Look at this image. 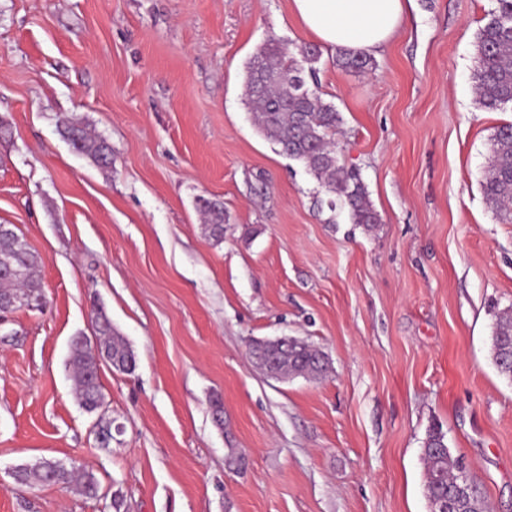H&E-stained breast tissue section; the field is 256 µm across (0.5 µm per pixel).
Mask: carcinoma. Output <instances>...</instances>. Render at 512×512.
I'll list each match as a JSON object with an SVG mask.
<instances>
[{
    "mask_svg": "<svg viewBox=\"0 0 512 512\" xmlns=\"http://www.w3.org/2000/svg\"><path fill=\"white\" fill-rule=\"evenodd\" d=\"M489 21L479 30L475 71V91L480 105L499 110L512 105V0H494ZM345 69L367 70L372 61L362 55L340 52L338 59ZM298 58L286 52L279 40L272 38L246 67L245 88L248 104L264 136L278 144L290 158L302 162L327 192L336 196L348 209L355 224L371 228L379 223L366 186L360 174L339 163L334 135L342 122L335 106L322 100L318 92L299 94L294 85L282 79L296 70ZM58 132L77 153L86 156L101 168L112 167L109 143L90 132L73 117L59 120ZM484 196L501 224H512V123L497 128L491 144L490 162L482 183ZM204 231L219 242L224 238V207L205 200L201 206ZM0 293L14 298L12 311L43 306L41 258L16 229L0 238ZM100 348L105 350L114 368L130 373L135 369V356L123 337L112 329V322L97 315ZM492 361L498 372L512 381V312L498 314L491 336ZM283 376H304L321 379L328 371V362L319 351L300 341L290 348L279 346L265 350ZM70 364L75 394L87 412H96L104 405L99 381V361L91 342L83 336L72 340ZM425 464V493L432 512H441L439 501L460 484L458 459L451 456L442 431H428L422 448ZM72 488L85 496L98 492L94 473L76 472L52 460H42L23 472L22 485L34 488L43 485ZM489 505L469 488L457 503L454 512H487Z\"/></svg>",
    "mask_w": 512,
    "mask_h": 512,
    "instance_id": "cac0c4a2",
    "label": "carcinoma"
}]
</instances>
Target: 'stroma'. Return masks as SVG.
<instances>
[{
  "label": "stroma",
  "mask_w": 512,
  "mask_h": 512,
  "mask_svg": "<svg viewBox=\"0 0 512 512\" xmlns=\"http://www.w3.org/2000/svg\"><path fill=\"white\" fill-rule=\"evenodd\" d=\"M494 6L404 0L366 71L323 47L317 90L380 216L368 232L249 112L258 49L315 42L290 0H0V223L39 254L45 296L0 325V512H431L435 425L512 512V381L490 350L512 224L482 191L512 109L482 108L473 81ZM63 116L110 143L111 168L59 135ZM99 311L136 357L101 364V416L68 368ZM280 336L329 373L266 377L249 346ZM44 459L92 471L98 495L15 483ZM204 217V231L217 242L224 238V207L217 203L205 200L201 206Z\"/></svg>",
  "instance_id": "stroma-1"
}]
</instances>
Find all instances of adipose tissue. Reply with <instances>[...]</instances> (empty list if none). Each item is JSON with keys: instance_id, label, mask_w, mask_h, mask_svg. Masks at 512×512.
<instances>
[{"instance_id": "1", "label": "adipose tissue", "mask_w": 512, "mask_h": 512, "mask_svg": "<svg viewBox=\"0 0 512 512\" xmlns=\"http://www.w3.org/2000/svg\"><path fill=\"white\" fill-rule=\"evenodd\" d=\"M301 25L331 48L378 49L403 18V0H291Z\"/></svg>"}]
</instances>
